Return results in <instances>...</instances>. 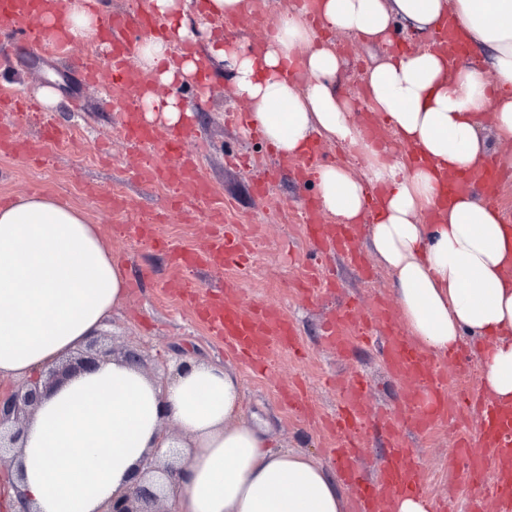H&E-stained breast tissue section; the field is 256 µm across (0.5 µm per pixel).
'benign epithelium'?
<instances>
[{
  "instance_id": "7a95c632",
  "label": "benign epithelium",
  "mask_w": 512,
  "mask_h": 512,
  "mask_svg": "<svg viewBox=\"0 0 512 512\" xmlns=\"http://www.w3.org/2000/svg\"><path fill=\"white\" fill-rule=\"evenodd\" d=\"M113 355L114 350L103 347L101 339L96 338L87 344L85 352L47 368L42 383L1 388L0 466L12 464L23 424L51 389L75 374L96 369ZM140 469V475L132 488L112 498L106 512H165L161 506L162 492L153 474L173 473L176 470V457L164 456L156 448L144 456Z\"/></svg>"
}]
</instances>
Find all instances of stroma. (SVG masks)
Wrapping results in <instances>:
<instances>
[{
	"instance_id": "35a3bbf8",
	"label": "stroma",
	"mask_w": 512,
	"mask_h": 512,
	"mask_svg": "<svg viewBox=\"0 0 512 512\" xmlns=\"http://www.w3.org/2000/svg\"><path fill=\"white\" fill-rule=\"evenodd\" d=\"M249 11L262 20L253 27L243 22L230 28V40L247 45L273 34L280 18L294 11L295 0H248ZM336 47L344 60L343 89L351 97L354 111H362L359 97L361 78L382 53L339 35ZM97 40L64 42L45 53L31 54L23 41H16L6 56H0V94L37 98L42 87L53 86L58 101L37 112L14 115L13 123L21 137L36 135L47 123L66 128V139L50 144L42 164L25 156H0V203L47 193L68 202L99 225L112 243V253L129 268L126 300L113 309L105 330L107 342L119 349H136L150 369H171L187 354L224 365L238 377L243 395V418L266 427L281 448L304 452L321 465H328L324 453L331 444L320 427L286 409L280 393L294 383H302L312 401L327 412L334 411L339 397L327 384V377L358 372L371 384L375 408L393 407L404 389L402 381L391 377L377 354L359 345L345 358H336L323 345L320 324L334 301L311 307L298 294V285L308 265L323 263L335 267L342 289L341 297L356 296L362 309H370L378 297L392 298V278L379 262L372 260V280H364L347 260L318 257L305 240L297 207L303 194L302 181L295 174L296 162L279 156L268 145L257 144L242 128L227 124L225 115L243 111L232 84L224 77V67L212 64V81L184 87L180 96L191 110L186 122V147L200 159L201 172L216 195L231 197L236 206L225 213L224 222L238 226L252 249L247 269L235 267L215 272L201 269L182 273L167 254L154 246L130 238L123 226L126 214L107 208L105 198L125 197L133 209H149L162 215L157 226L160 237L184 247H205L210 213L202 208L182 216L175 205L177 197H190V188L180 191L161 186L152 177L154 153L140 152L123 138L117 115L125 107L119 91L88 87L74 68L76 60L94 52ZM279 169L276 182L264 199L254 198L253 177L268 167ZM186 278L195 287L208 288L232 281L243 291L245 304H274L296 321L303 356L275 354L269 370L252 374L241 363L226 356L221 344L207 334L182 299L166 291V284ZM454 441L449 427L426 435H413L409 445L422 461L429 483L432 512H465L466 503L448 496V483L454 475L448 470V450Z\"/></svg>"
}]
</instances>
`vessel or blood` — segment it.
<instances>
[{
    "label": "vessel or blood",
    "mask_w": 512,
    "mask_h": 512,
    "mask_svg": "<svg viewBox=\"0 0 512 512\" xmlns=\"http://www.w3.org/2000/svg\"><path fill=\"white\" fill-rule=\"evenodd\" d=\"M41 18L40 0H0V29L10 28L12 35L30 39L37 48L48 40ZM147 23L148 16L142 10L134 15L116 14L107 20L108 66L103 69L96 60L86 59V76L91 80L106 78L113 86L124 89L130 105L120 114V131L131 145H156L162 159L153 170L154 179L165 185L191 186L194 200L211 205L214 221H221L224 208L215 204L214 190L203 177L195 157L184 151L181 139L160 136L131 105L143 88L129 82L127 59ZM435 39L447 52L449 67H456L464 43L455 35L453 23H446L436 32ZM60 137V131L52 125L35 140L20 139L11 127L0 125V154L18 152L37 159L43 156L49 143ZM502 177V172L492 165L451 176L439 185V199L446 204L456 195L473 191L484 204L497 205ZM299 210L307 238L319 249L353 255L352 226L324 223L319 204L311 194L304 196ZM127 230L137 241L152 245L160 241L155 221L147 214H133ZM168 250L174 266L181 270L205 267L220 271L241 263L244 257L242 243L224 231L210 234L202 249L172 244ZM335 285L334 277L313 266L302 283V292L310 298ZM174 291L187 296L199 320L223 339L225 349L253 369H264L274 351L294 353L299 348L295 325L277 306L244 307L239 293L228 287L194 289L181 281L175 283ZM323 336L327 348L341 358L355 343L375 340L387 372L408 385L395 414L380 418L389 447L372 472L367 468L364 450L371 416L368 385L358 376L338 383L342 402L334 414L325 417L324 424L333 438L329 454L342 479L357 491L354 512H383L396 498L427 497L424 476L414 452L406 446L405 431L428 433L462 421L472 408L479 413L478 430L460 434L451 454L452 459L462 464V478L456 491L468 499L472 512H480L485 502L512 499V403L472 400L466 392H450L444 362L412 341L396 307L386 300H379L367 316L360 314L355 304L341 305L325 323Z\"/></svg>",
    "instance_id": "obj_1"
}]
</instances>
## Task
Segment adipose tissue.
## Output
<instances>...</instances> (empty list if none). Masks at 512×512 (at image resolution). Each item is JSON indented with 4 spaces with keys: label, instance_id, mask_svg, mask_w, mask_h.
I'll return each instance as SVG.
<instances>
[{
    "label": "adipose tissue",
    "instance_id": "adipose-tissue-1",
    "mask_svg": "<svg viewBox=\"0 0 512 512\" xmlns=\"http://www.w3.org/2000/svg\"><path fill=\"white\" fill-rule=\"evenodd\" d=\"M167 30L136 45L139 67L166 94L148 93L145 117L181 125L179 97L197 76L175 47L196 35L193 0H150ZM454 16L474 58L448 71L441 52L384 55L366 74V92L385 112L393 145L368 141L342 98V58L316 32L324 27L383 48L402 28L421 34ZM211 60L283 157L313 138L363 155L355 178L316 169L322 209L338 224L363 221L370 188L380 206L368 228L372 252L392 276L401 320L419 345L443 356L464 338L485 342L481 387L512 401V229L473 194L457 198L438 223L439 173L486 162V132L512 145V97L489 98L490 82L512 86V0H313L285 16L262 53L209 41ZM406 146L429 160L413 167ZM127 267L98 225L75 207L35 193L0 207V380L34 379L100 333L126 295ZM235 373L188 361L179 374L148 376L115 358L55 389L36 410L20 454L0 485L7 512H103L132 483L143 455L177 445L183 462L164 478L168 512H343L340 487L306 454L270 446L241 419Z\"/></svg>",
    "mask_w": 512,
    "mask_h": 512
}]
</instances>
